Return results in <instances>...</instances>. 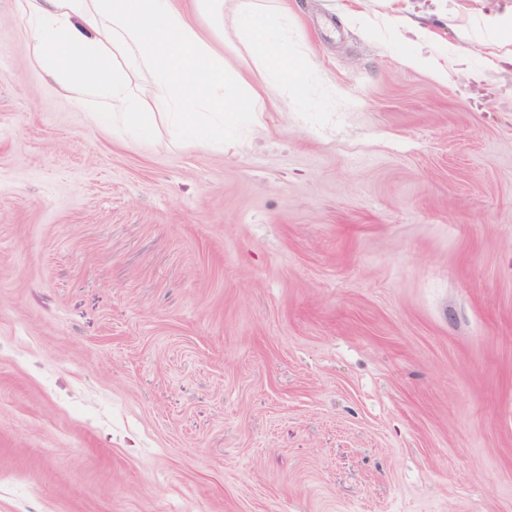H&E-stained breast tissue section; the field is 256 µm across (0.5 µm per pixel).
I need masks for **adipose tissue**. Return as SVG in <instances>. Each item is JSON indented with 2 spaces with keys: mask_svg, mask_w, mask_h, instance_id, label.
<instances>
[{
  "mask_svg": "<svg viewBox=\"0 0 512 512\" xmlns=\"http://www.w3.org/2000/svg\"><path fill=\"white\" fill-rule=\"evenodd\" d=\"M34 60L95 112L149 133L131 76L149 77L154 99L184 141L224 135L225 117L296 97L308 69L288 36L280 0H235L236 35L263 92L243 94L224 72V0H17Z\"/></svg>",
  "mask_w": 512,
  "mask_h": 512,
  "instance_id": "adipose-tissue-1",
  "label": "adipose tissue"
}]
</instances>
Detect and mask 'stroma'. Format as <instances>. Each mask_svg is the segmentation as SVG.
Masks as SVG:
<instances>
[{
    "label": "stroma",
    "instance_id": "1",
    "mask_svg": "<svg viewBox=\"0 0 512 512\" xmlns=\"http://www.w3.org/2000/svg\"><path fill=\"white\" fill-rule=\"evenodd\" d=\"M285 5L316 67L219 144L0 0V512H512V0Z\"/></svg>",
    "mask_w": 512,
    "mask_h": 512
}]
</instances>
